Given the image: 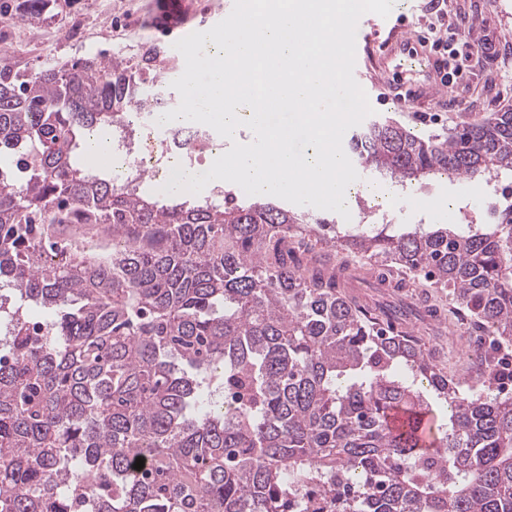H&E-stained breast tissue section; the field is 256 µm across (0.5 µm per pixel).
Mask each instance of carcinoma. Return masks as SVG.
Masks as SVG:
<instances>
[{
    "label": "carcinoma",
    "instance_id": "obj_1",
    "mask_svg": "<svg viewBox=\"0 0 512 512\" xmlns=\"http://www.w3.org/2000/svg\"><path fill=\"white\" fill-rule=\"evenodd\" d=\"M47 0H21L36 24ZM161 50L67 68L0 66V288L47 308L45 339L0 298V512H512V397L490 386L512 344V206L483 228L344 232L271 202L162 203L79 161L83 137L173 92ZM350 147L402 185L512 174V112L448 136L373 121ZM334 251L316 250L312 240ZM448 289L487 345L461 379L437 368L401 299L365 302L355 254ZM234 403L193 417L211 385ZM448 417L428 448L388 424ZM144 470H136V458Z\"/></svg>",
    "mask_w": 512,
    "mask_h": 512
}]
</instances>
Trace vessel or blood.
I'll list each match as a JSON object with an SVG mask.
<instances>
[{
	"label": "vessel or blood",
	"instance_id": "b4317fda",
	"mask_svg": "<svg viewBox=\"0 0 512 512\" xmlns=\"http://www.w3.org/2000/svg\"><path fill=\"white\" fill-rule=\"evenodd\" d=\"M155 24L172 40H179L193 32L185 17V0H164V7ZM380 53L393 66V76L385 84V99L398 107L418 102L421 97L443 98L449 86L443 81L444 62L428 48L427 42L400 26L391 27L385 39L365 38L356 43V63L368 61L373 53ZM390 425L399 430L412 431L420 445L431 441L429 414L412 415L398 411L391 415Z\"/></svg>",
	"mask_w": 512,
	"mask_h": 512
}]
</instances>
